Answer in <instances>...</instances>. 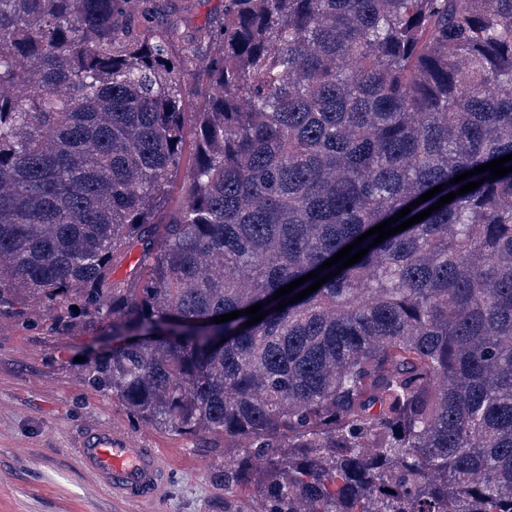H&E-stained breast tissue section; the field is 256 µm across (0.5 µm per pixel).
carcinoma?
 <instances>
[{"mask_svg":"<svg viewBox=\"0 0 512 512\" xmlns=\"http://www.w3.org/2000/svg\"><path fill=\"white\" fill-rule=\"evenodd\" d=\"M132 2L0 0V320L112 334L79 379L223 440L224 512H512V172L450 183L512 154V0H224L179 50Z\"/></svg>","mask_w":512,"mask_h":512,"instance_id":"1","label":"carcinoma"}]
</instances>
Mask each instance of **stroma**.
<instances>
[{
    "mask_svg": "<svg viewBox=\"0 0 512 512\" xmlns=\"http://www.w3.org/2000/svg\"><path fill=\"white\" fill-rule=\"evenodd\" d=\"M224 0H152L150 24L192 33L222 18ZM82 337L0 325V512H224V447L132 421L117 398L75 376ZM123 433L168 461L152 499L112 498L73 448L91 428Z\"/></svg>",
    "mask_w": 512,
    "mask_h": 512,
    "instance_id": "1",
    "label": "stroma"
}]
</instances>
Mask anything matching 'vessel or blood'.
I'll return each instance as SVG.
<instances>
[{"instance_id":"b4317fda","label":"vessel or blood","mask_w":512,"mask_h":512,"mask_svg":"<svg viewBox=\"0 0 512 512\" xmlns=\"http://www.w3.org/2000/svg\"><path fill=\"white\" fill-rule=\"evenodd\" d=\"M78 454L84 467L118 499L152 497L169 479L166 462L156 449L138 447L109 430L85 432L78 441Z\"/></svg>"}]
</instances>
